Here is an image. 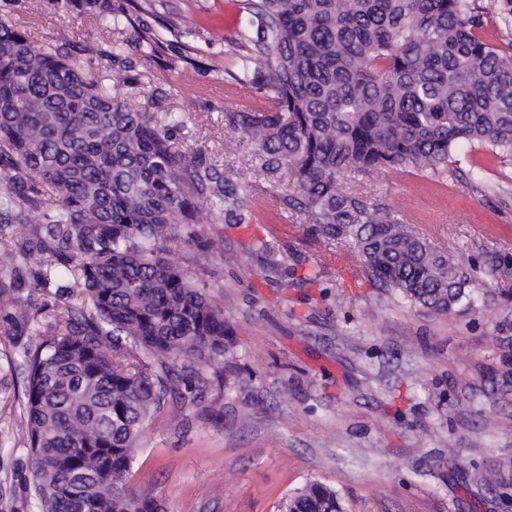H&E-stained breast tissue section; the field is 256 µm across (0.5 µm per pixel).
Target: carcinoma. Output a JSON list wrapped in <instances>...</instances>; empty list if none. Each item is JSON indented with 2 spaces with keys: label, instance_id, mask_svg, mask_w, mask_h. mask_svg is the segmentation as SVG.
<instances>
[{
  "label": "carcinoma",
  "instance_id": "obj_1",
  "mask_svg": "<svg viewBox=\"0 0 512 512\" xmlns=\"http://www.w3.org/2000/svg\"><path fill=\"white\" fill-rule=\"evenodd\" d=\"M112 27V61L130 40L156 53L147 24L81 0ZM250 28L226 74L264 105L227 111L273 178L289 177L317 234L354 243L361 270L423 310L473 303L476 268L430 247L387 205L342 187L346 173L422 162L439 176L460 145L512 157V55L480 34L478 0H244ZM193 104L171 124L132 108L67 52L35 49L0 20V335H42L38 293L20 266L49 252L58 287L82 305L24 355L28 467L39 512H162L127 487L145 424L187 376L224 358V306L161 243H202L197 214L244 224L252 199L239 172L173 147ZM142 353L118 354L120 339ZM282 512H343L313 482Z\"/></svg>",
  "mask_w": 512,
  "mask_h": 512
}]
</instances>
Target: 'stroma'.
<instances>
[{"label": "stroma", "mask_w": 512, "mask_h": 512, "mask_svg": "<svg viewBox=\"0 0 512 512\" xmlns=\"http://www.w3.org/2000/svg\"><path fill=\"white\" fill-rule=\"evenodd\" d=\"M117 2L176 15L180 32L164 34L156 55L127 47L124 66L112 61L110 28L57 0H0V19L49 53L68 28L76 61L116 80L157 125L191 99L192 120L173 142L239 169L253 200L245 224L201 210L204 246L165 245L223 304L231 344L206 368L199 405L166 401L146 425L128 488L164 512H278L312 481L336 489L346 512H512V487L489 485L512 466V272L450 317L373 286L354 247L328 242L285 205L292 184L271 182L224 124L225 110L254 103L224 78L229 42L248 28L241 0ZM343 186L388 205L432 247L483 269L494 257L512 263V160L466 147L445 176L416 164L349 174ZM228 254L238 264H225ZM39 342L0 336V512H38L21 355Z\"/></svg>", "instance_id": "stroma-1"}]
</instances>
